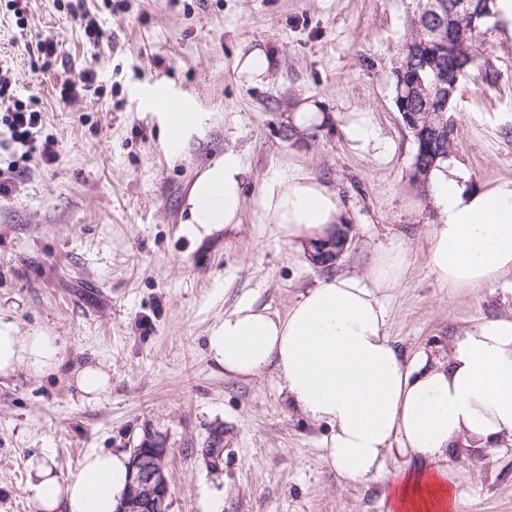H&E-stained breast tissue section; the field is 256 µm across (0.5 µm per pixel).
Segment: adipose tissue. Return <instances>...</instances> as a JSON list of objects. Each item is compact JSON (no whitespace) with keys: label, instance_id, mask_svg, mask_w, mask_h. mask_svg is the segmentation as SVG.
<instances>
[{"label":"adipose tissue","instance_id":"obj_1","mask_svg":"<svg viewBox=\"0 0 512 512\" xmlns=\"http://www.w3.org/2000/svg\"><path fill=\"white\" fill-rule=\"evenodd\" d=\"M159 118L162 146L171 155L200 126L199 113L183 104ZM245 174L233 150L198 174L186 200L194 235L239 223ZM430 188L440 218L430 228L427 264L442 287H475L512 273V179L479 189L450 159L433 170ZM254 209L291 246L326 237L346 221L338 196L301 173L270 177ZM409 264L405 246L392 244L363 275L321 281L282 317L243 299L209 327L207 354L233 376L275 367L291 406L330 427L323 458L345 480L392 477L386 512H452L458 491L451 449L461 443L487 453L512 447V315L466 328L446 358L420 350L404 359L389 339L384 300ZM63 362L56 337L20 333L13 319L0 315V379L23 368L55 374ZM70 376L85 401L110 390L102 362L87 361ZM400 456L413 458L414 468L390 472ZM128 467L126 454L92 450L76 474L63 477L49 456L34 457L27 490L37 512H115Z\"/></svg>","mask_w":512,"mask_h":512}]
</instances>
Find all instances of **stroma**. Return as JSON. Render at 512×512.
I'll return each mask as SVG.
<instances>
[{"label":"stroma","instance_id":"obj_1","mask_svg":"<svg viewBox=\"0 0 512 512\" xmlns=\"http://www.w3.org/2000/svg\"><path fill=\"white\" fill-rule=\"evenodd\" d=\"M101 38L69 16L67 0H29L24 27L0 0V59L19 98L39 100L58 158L21 157L0 145V312L20 332L57 336L54 375L19 371L0 382V512H35L27 462L50 453L60 473L87 452L131 453L144 435L165 440L168 512H384L387 481H344L322 458L330 434L289 402L275 370L244 378L211 362L206 331L241 299L285 315L328 274H364L374 254L404 244L408 273L387 300L389 336L404 356H447L457 333L512 311V274L474 288H444L426 263L439 214L411 180L413 137L395 106L399 53L415 33L419 0H85ZM483 48L499 74L461 81L448 118L451 153L471 183L512 179V39L486 24ZM59 35L56 63L31 67L39 38ZM274 60L265 82L238 73L239 56ZM98 90L59 102L57 84L85 69ZM170 94L205 123L178 156L162 147L150 106ZM325 118L320 136L294 143L300 105ZM356 112L367 143L348 139ZM247 168L240 223L203 238L186 231L192 182L226 150ZM300 172L337 193L350 243L332 271L314 268L252 205L265 180ZM102 361L112 386L83 401L68 380ZM228 442L211 470L201 450L214 428ZM452 464L454 512H512V451L461 447Z\"/></svg>","mask_w":512,"mask_h":512}]
</instances>
